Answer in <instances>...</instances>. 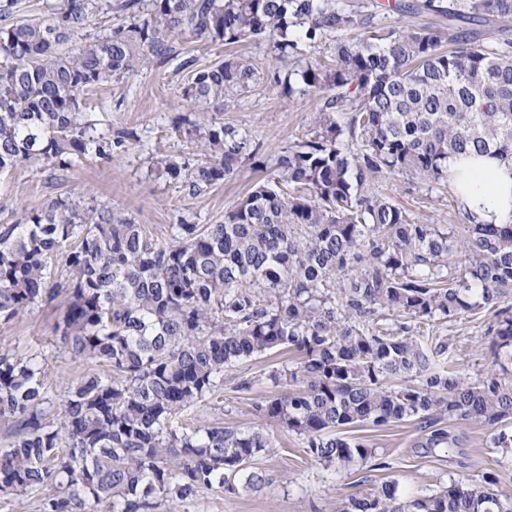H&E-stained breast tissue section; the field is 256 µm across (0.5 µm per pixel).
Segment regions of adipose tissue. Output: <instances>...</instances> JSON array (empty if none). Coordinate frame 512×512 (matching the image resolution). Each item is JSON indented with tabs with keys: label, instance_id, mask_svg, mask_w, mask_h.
Wrapping results in <instances>:
<instances>
[{
	"label": "adipose tissue",
	"instance_id": "ef3b65f1",
	"mask_svg": "<svg viewBox=\"0 0 512 512\" xmlns=\"http://www.w3.org/2000/svg\"><path fill=\"white\" fill-rule=\"evenodd\" d=\"M448 166L461 177L467 207L478 222L500 224L512 216V167L488 157H452Z\"/></svg>",
	"mask_w": 512,
	"mask_h": 512
}]
</instances>
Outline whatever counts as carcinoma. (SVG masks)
I'll return each mask as SVG.
<instances>
[{"label":"carcinoma","instance_id":"1","mask_svg":"<svg viewBox=\"0 0 512 512\" xmlns=\"http://www.w3.org/2000/svg\"><path fill=\"white\" fill-rule=\"evenodd\" d=\"M125 14L91 44L101 0H58L46 20L0 27V174L36 162L77 167L112 155V136L86 115L84 91L178 59L183 35L233 45L267 42L280 59L299 46L321 58L286 75L282 95L324 97L318 129L278 155L222 224H174L170 241L105 205L59 198L0 224V321L61 295V339L103 365L70 387L58 414L45 365L0 352V493L39 497L41 512H173L206 492L253 491L249 469L272 447L261 423L229 429L182 416L210 399L224 369L282 350L299 362L269 380L284 388L255 405L328 466L386 468L359 426L410 421L436 448L444 419L491 430L512 450V217L424 224L375 188L387 175L450 188L448 158L512 164V41L448 26H406L437 13L498 31L512 0H124ZM70 45L72 49L63 50ZM258 81L232 54L197 71L183 96L209 104ZM204 160L161 159L169 180L197 195L256 157L230 125L185 129ZM290 192H285L283 187ZM62 273L55 274L56 268ZM487 327L491 369L452 370L439 326L473 310ZM499 476L452 480L415 497L393 483L348 497L336 512H512Z\"/></svg>","mask_w":512,"mask_h":512}]
</instances>
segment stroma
I'll return each instance as SVG.
<instances>
[{"label": "stroma", "instance_id": "obj_1", "mask_svg": "<svg viewBox=\"0 0 512 512\" xmlns=\"http://www.w3.org/2000/svg\"><path fill=\"white\" fill-rule=\"evenodd\" d=\"M176 48L185 62L183 68L153 64L122 80L88 89L89 118L117 142L111 157L68 169L44 162L0 176V222L41 209L56 197L80 195L131 216L159 240L167 239L174 224H219L256 180L271 176L277 154L314 128L321 97L314 92L281 97L274 78L286 75L293 64L277 60L267 44L247 42L228 48L187 35L177 41ZM231 51L255 65L259 82L234 99L208 105L185 100L182 89L195 72ZM214 123L248 131L260 145L258 162H264V169H257V162H243L230 178L198 195L157 175V161L167 154L198 163L199 151L181 131ZM380 187L394 204L412 211L423 223H465L450 206L447 193L427 190L402 176L385 177ZM66 306L61 297L40 301L9 324H0V351L45 362L47 395L54 403L96 369L94 363L73 356L61 340L58 325ZM494 320L493 312L481 310L448 321L443 334L461 378L473 380L489 370L492 355L484 332ZM284 362L281 356L261 357L225 370L224 383L212 403L195 410V417L208 422L218 418L231 428L256 423L254 405L279 392L267 375ZM244 376L256 378L252 391L237 390ZM441 427L448 434V444L440 448L426 447L412 422L351 429V437L365 440L387 462V469L374 470L366 464L324 467L306 455L301 438L272 424L268 431L275 445L254 464L267 478L262 490L207 494L198 506H184L178 512H334L338 500L382 482H397L404 495L415 496L452 479H481L496 468L498 454L488 446V429L454 419L442 420Z\"/></svg>", "mask_w": 512, "mask_h": 512}]
</instances>
